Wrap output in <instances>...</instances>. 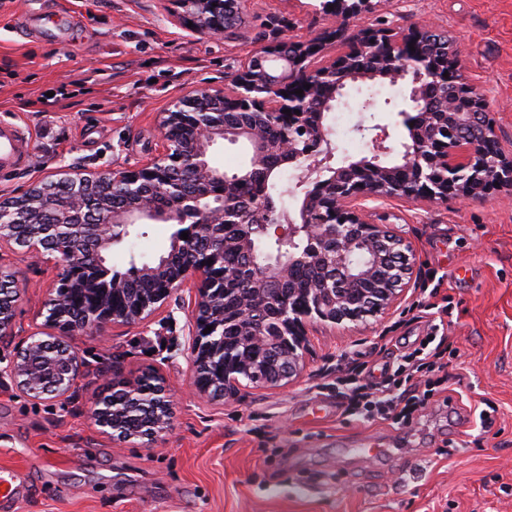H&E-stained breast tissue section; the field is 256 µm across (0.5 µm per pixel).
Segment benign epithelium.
<instances>
[{
    "instance_id": "obj_1",
    "label": "benign epithelium",
    "mask_w": 512,
    "mask_h": 512,
    "mask_svg": "<svg viewBox=\"0 0 512 512\" xmlns=\"http://www.w3.org/2000/svg\"><path fill=\"white\" fill-rule=\"evenodd\" d=\"M175 2L196 35L216 38L240 16L244 0ZM322 8L336 17L333 28L304 40L282 38L261 46L224 88L194 90L172 101L161 119L164 149L156 158L134 169L73 170L53 180L69 185V207L60 222H88L96 239L87 250L64 251L58 259L71 272L70 279L92 289L99 302L75 328L57 319L50 322L54 332L29 336L28 342L41 344L55 364L44 366L18 348L9 367L17 388L34 399L67 395L81 362L62 337L142 321L191 278L197 296L186 343L193 355L196 390L222 399L237 397L251 385H286L300 370L307 326L360 320L344 313V288L349 283H367L364 307L376 317L402 298L413 277L412 245L386 226L369 222L363 201L382 197L432 205L480 199L495 188L512 190V148L499 139L484 95L448 50L447 36L438 37L428 27L405 32L371 24L366 14L373 9L372 0H325ZM377 79L404 88L398 116L407 135L395 140L387 124L360 123L356 132L371 134L373 154L338 163L327 113L345 103L349 85ZM429 83L451 91L462 110L428 120L430 113L422 110V101ZM306 84L310 88H304ZM297 89L302 95L295 94ZM286 109L290 114L284 113ZM208 112L258 113L286 137L268 141L254 125L231 126L206 118ZM300 129L303 136L294 137ZM224 142L248 145L245 168L228 174L214 165L212 152ZM270 154L283 155L294 164L292 194L298 205L291 212L280 211L263 198L243 204L231 196L233 185L250 179ZM109 183L125 188L122 206H113L105 197L103 188ZM46 190L47 183L42 182L0 199V218L7 215L14 224L39 223ZM144 224L175 228L174 251L183 268L176 279L161 280L156 294L128 301L119 280L105 282L97 271L103 254L114 245L130 243ZM226 224L239 225L242 233L224 240ZM184 232L186 240L181 238ZM3 244L38 256L48 241L38 235L17 241L0 229ZM229 249L243 254L245 264L224 266ZM298 265L322 268L324 279L315 288L288 295L274 323L259 325L243 346L228 349L224 310L216 308L223 302L224 283L245 279L260 298L275 277ZM20 291L15 274H9L0 287V340L13 335V308ZM208 326L212 330L206 334ZM272 343L288 356L272 377L258 380L252 377V368L266 359ZM151 397L162 433L170 424L168 390L160 385ZM117 413L112 401L103 397L91 408L97 425L114 436Z\"/></svg>"
}]
</instances>
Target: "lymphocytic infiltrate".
I'll return each mask as SVG.
<instances>
[{"label": "lymphocytic infiltrate", "instance_id": "f902f5d3", "mask_svg": "<svg viewBox=\"0 0 512 512\" xmlns=\"http://www.w3.org/2000/svg\"><path fill=\"white\" fill-rule=\"evenodd\" d=\"M395 349L392 371L380 378L358 357L337 365L338 381L343 385L337 393L338 406L344 415L371 423L408 425L451 381L446 368L454 351L448 337L399 342Z\"/></svg>", "mask_w": 512, "mask_h": 512}]
</instances>
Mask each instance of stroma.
Instances as JSON below:
<instances>
[{"label":"stroma","mask_w":512,"mask_h":512,"mask_svg":"<svg viewBox=\"0 0 512 512\" xmlns=\"http://www.w3.org/2000/svg\"><path fill=\"white\" fill-rule=\"evenodd\" d=\"M30 13L72 18L71 38L26 35ZM369 20L456 36L501 141L512 140V0H378ZM333 23L319 0H246L241 24L209 39L179 19L174 0H0V117L23 124L31 155L30 167L0 177V197L71 167L145 164L163 150L160 117L173 99L223 88L259 46ZM78 79L84 90L61 98L59 88ZM345 116L348 124L330 122L337 156L371 155L353 132L358 109ZM366 208L414 249L402 300L363 321L312 325L297 377L238 399L213 400L192 384L189 284L140 323L70 337L81 360L73 389L29 398L6 369L16 346L46 330L62 267L49 254L36 261L0 249V270L23 284L14 334L0 343V472L22 480L8 512H512V191L469 204L377 198ZM431 288L446 310L427 311ZM437 323L459 351L460 405L436 404L400 428L341 416L340 357L383 336L414 340ZM145 372L170 390L171 425L119 441L95 424L92 402ZM483 399L495 408L487 431L472 411Z\"/></svg>","instance_id":"obj_1"}]
</instances>
